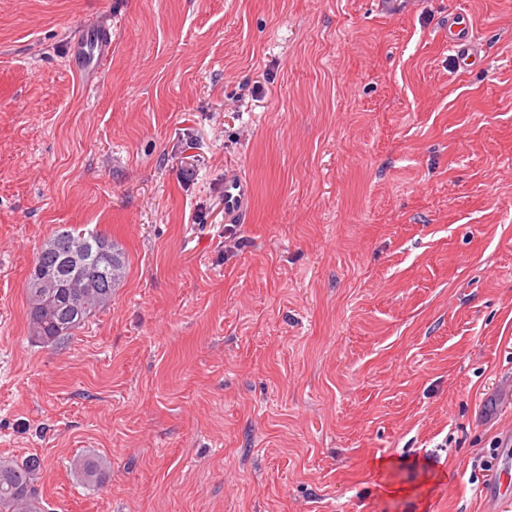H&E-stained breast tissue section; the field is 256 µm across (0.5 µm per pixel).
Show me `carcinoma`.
I'll return each instance as SVG.
<instances>
[{
  "mask_svg": "<svg viewBox=\"0 0 512 512\" xmlns=\"http://www.w3.org/2000/svg\"><path fill=\"white\" fill-rule=\"evenodd\" d=\"M105 234L95 228H61L41 245L34 262L52 268L59 253L70 241L81 239L86 243L98 242ZM95 270L99 271L101 288L93 289L83 297L81 316H70V309L60 295L69 293L67 288L57 289L58 295L50 299H36L27 294L28 325L31 337L43 344L64 345L69 337L97 312L112 301V292L125 275V254L117 250L111 256L92 255ZM78 478L87 485L103 481L105 464L96 456H84L73 462ZM41 460L30 457L21 462L0 460V512H42L36 477Z\"/></svg>",
  "mask_w": 512,
  "mask_h": 512,
  "instance_id": "obj_1",
  "label": "carcinoma"
}]
</instances>
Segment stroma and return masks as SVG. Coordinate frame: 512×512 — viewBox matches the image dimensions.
Masks as SVG:
<instances>
[{"label": "stroma", "instance_id": "obj_1", "mask_svg": "<svg viewBox=\"0 0 512 512\" xmlns=\"http://www.w3.org/2000/svg\"><path fill=\"white\" fill-rule=\"evenodd\" d=\"M106 21L95 90L68 46ZM231 169L252 202L228 237ZM85 224L125 277L39 343L27 275ZM493 448L512 452V0H0V459L40 458L43 512H413L378 457L430 512H489ZM415 462L448 476L424 487ZM454 19L448 21V44L462 57L463 63L468 65L467 61L473 55L470 53L469 32L465 31V26H460L461 24ZM78 478L87 485H98L105 475V464L96 456L79 457L73 462Z\"/></svg>", "mask_w": 512, "mask_h": 512}]
</instances>
